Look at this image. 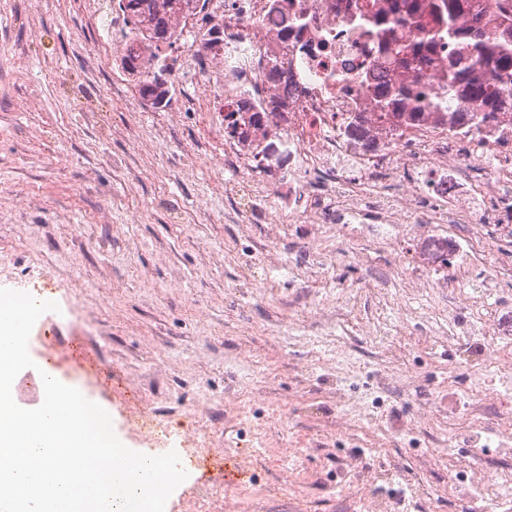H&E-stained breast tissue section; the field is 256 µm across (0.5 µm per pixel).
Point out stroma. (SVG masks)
<instances>
[{
  "instance_id": "obj_1",
  "label": "stroma",
  "mask_w": 512,
  "mask_h": 512,
  "mask_svg": "<svg viewBox=\"0 0 512 512\" xmlns=\"http://www.w3.org/2000/svg\"><path fill=\"white\" fill-rule=\"evenodd\" d=\"M107 39L72 0H0V288L77 313H44L30 354L129 449L199 460L165 512L207 494L211 512H497L482 477L512 457L448 431L477 338L512 348V240L484 225L481 259L433 224L381 248L377 224L230 223L223 132L196 112L161 126Z\"/></svg>"
}]
</instances>
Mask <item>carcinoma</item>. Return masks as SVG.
<instances>
[{
  "label": "carcinoma",
  "mask_w": 512,
  "mask_h": 512,
  "mask_svg": "<svg viewBox=\"0 0 512 512\" xmlns=\"http://www.w3.org/2000/svg\"><path fill=\"white\" fill-rule=\"evenodd\" d=\"M196 0H120L127 28L124 47L118 55L120 65L136 82L150 108L161 111L171 100L172 80L161 56L174 49L182 37L179 13L181 5L194 9ZM425 12L436 32H448V69L442 74V99L453 102L465 98L469 112L448 113L449 124H469L489 128L498 112L506 107L505 93L512 90V0H393L387 11L374 10L370 4H358L349 19L353 24L366 21L381 39L380 50L396 64L416 71L409 83L386 84L372 89L376 112L405 115L408 106L428 103L430 91L422 73L440 52V43L425 36L405 39L394 35L398 27L414 24L419 12ZM243 105L225 111L226 128L235 134L241 126L238 113Z\"/></svg>",
  "instance_id": "obj_1"
}]
</instances>
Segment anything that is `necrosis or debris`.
<instances>
[{"label": "necrosis or debris", "instance_id": "1", "mask_svg": "<svg viewBox=\"0 0 512 512\" xmlns=\"http://www.w3.org/2000/svg\"><path fill=\"white\" fill-rule=\"evenodd\" d=\"M315 21L297 38H284L285 14L272 0H209L203 14L184 21L176 69L204 63L214 87L186 111L224 122L234 102L251 110L246 134H225L224 163L254 212L273 211L280 224H512V215L487 213L473 198L482 190L468 175L489 168L497 186L512 191V114L492 132L475 136L450 128L431 109L419 120L371 112L370 91L409 79L381 56L375 36L346 24L357 0H303ZM284 54L285 80L268 77V57ZM276 136L287 169L259 172L263 138ZM418 174L407 193L393 182Z\"/></svg>", "mask_w": 512, "mask_h": 512}]
</instances>
